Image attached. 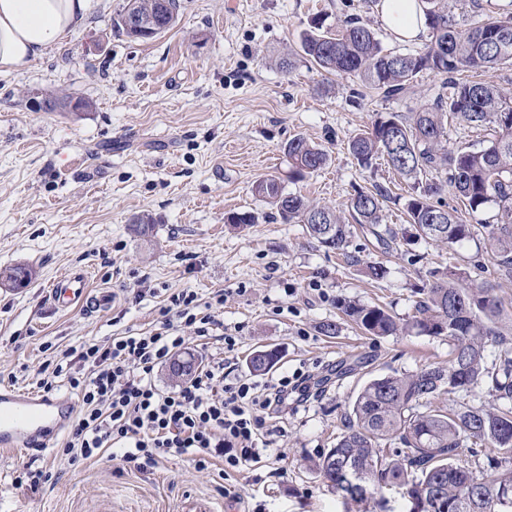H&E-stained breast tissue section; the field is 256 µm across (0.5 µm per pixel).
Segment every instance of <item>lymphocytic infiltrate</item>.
Here are the masks:
<instances>
[{"label":"lymphocytic infiltrate","instance_id":"1","mask_svg":"<svg viewBox=\"0 0 512 512\" xmlns=\"http://www.w3.org/2000/svg\"><path fill=\"white\" fill-rule=\"evenodd\" d=\"M223 305V293L203 303L196 292L182 289L168 296L169 318L159 329L128 331L104 346L62 352L38 386L50 393L65 378L81 401L62 450L69 465L112 447L140 470L167 456H193L202 470L209 458L219 457L228 473L260 463L271 423L287 416L289 403L310 399L311 374L297 371L260 382L230 374L217 361L184 386L162 389L155 383L156 368L183 348L185 330L210 338L220 325L215 311Z\"/></svg>","mask_w":512,"mask_h":512}]
</instances>
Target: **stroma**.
Instances as JSON below:
<instances>
[{
    "instance_id": "1",
    "label": "stroma",
    "mask_w": 512,
    "mask_h": 512,
    "mask_svg": "<svg viewBox=\"0 0 512 512\" xmlns=\"http://www.w3.org/2000/svg\"><path fill=\"white\" fill-rule=\"evenodd\" d=\"M124 2L90 0L83 30L28 69L0 74V267L33 271L25 287L0 286V385L37 392L44 345L101 344L159 327L168 290L189 288L204 300L223 291L218 317L226 332L240 334L230 358L236 374L249 376L248 358L267 346L278 351L270 376L309 372L313 395L272 429L283 461L273 452L225 479L219 458L202 471L185 456L140 470L107 454L72 468L49 448L40 463L52 478L34 493L13 483L30 450L0 455V512H247L255 498L266 512H404L398 488L344 504L313 463L335 445L368 379L447 361L448 341L365 335L338 303L379 304L408 320L431 268L483 275L508 302L512 279L499 277L481 243L449 250L420 241L401 257L358 233L350 252L390 269L384 280H369L304 225L282 223L253 183L279 177L286 191L333 209L355 187L384 186L391 194L384 224L409 235L406 184L384 159L360 168L347 143L378 114L418 109L438 77L420 72L399 99L360 98L349 79L322 78L301 60L288 72L278 60L317 14L332 22L359 17L398 53L419 42L397 40L365 0H179L175 25L139 41L113 25ZM51 95L89 107L40 109ZM297 136L329 161L291 183L284 149ZM230 211L253 212L257 221L233 227L224 221ZM142 216L155 221L146 235L135 230ZM79 268L111 293L110 308L90 315L51 307V282ZM325 323L338 324V335H323Z\"/></svg>"
}]
</instances>
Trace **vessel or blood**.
<instances>
[{"label": "vessel or blood", "mask_w": 512, "mask_h": 512, "mask_svg": "<svg viewBox=\"0 0 512 512\" xmlns=\"http://www.w3.org/2000/svg\"><path fill=\"white\" fill-rule=\"evenodd\" d=\"M49 296L55 308L104 310L108 293L96 290L88 271H70L55 279ZM73 416L72 401L53 393H28L0 387V452L17 448H49Z\"/></svg>", "instance_id": "vessel-or-blood-1"}]
</instances>
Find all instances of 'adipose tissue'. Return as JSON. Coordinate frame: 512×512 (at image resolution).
<instances>
[{
	"label": "adipose tissue",
	"instance_id": "adipose-tissue-1",
	"mask_svg": "<svg viewBox=\"0 0 512 512\" xmlns=\"http://www.w3.org/2000/svg\"><path fill=\"white\" fill-rule=\"evenodd\" d=\"M90 0H0V73L29 68L87 22ZM385 26L400 40L427 29L420 0H381Z\"/></svg>",
	"mask_w": 512,
	"mask_h": 512
}]
</instances>
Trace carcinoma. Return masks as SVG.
<instances>
[{
	"label": "carcinoma",
	"mask_w": 512,
	"mask_h": 512,
	"mask_svg": "<svg viewBox=\"0 0 512 512\" xmlns=\"http://www.w3.org/2000/svg\"><path fill=\"white\" fill-rule=\"evenodd\" d=\"M421 2L431 37L418 50L384 49L375 31L357 17L332 27L317 16L300 32L298 49L280 58L279 66L289 71L299 57L325 76L356 79L384 98L407 94L424 70L439 76L430 103L409 116L377 117L350 138L349 152L364 168L384 158L406 182L404 213L415 239L453 247L480 237L497 273L512 279V94L459 78L462 71L512 65V11L489 14L483 23L459 29L448 24L443 0ZM177 8V0H126L117 25L140 39L142 34L128 27L126 17L151 15L161 34L175 23ZM454 121L485 132L488 145L448 148L447 127ZM286 155L293 182L323 169L328 161L323 150L301 136L288 142ZM441 173L446 179L439 178ZM447 187L470 213L497 208L498 222L467 224L457 210L434 205L433 199ZM253 191L276 209L282 223L305 225L322 246L360 263L348 251L351 225L336 211L286 191L276 177L257 180ZM387 199L389 191L376 187L357 190L346 203L355 223L375 236L385 253L401 246L397 231L379 229ZM30 275L32 270L21 265L1 268L0 284L17 287ZM495 288L461 269L437 268L429 271L416 314L405 323L378 305H341L342 313L369 335L443 336L450 347L446 364L377 376L362 387L346 415L343 435L314 463L333 488L344 468L363 475L365 493L345 494L344 501L362 502L367 493L395 487L416 502L417 512H512V407L454 402L444 411L435 405L442 395L469 392L485 381L496 399L512 400V322ZM490 346L498 348V355L489 367ZM461 448L496 449L492 465L500 472L479 477L455 465Z\"/></svg>",
	"instance_id": "1"
}]
</instances>
